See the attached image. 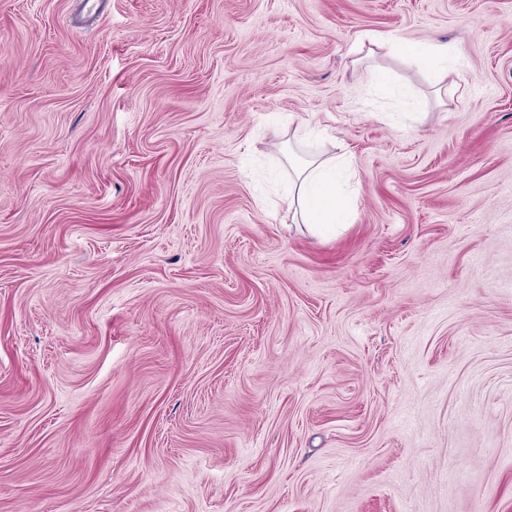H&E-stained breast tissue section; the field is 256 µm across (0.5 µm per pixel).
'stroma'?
<instances>
[{
  "mask_svg": "<svg viewBox=\"0 0 512 512\" xmlns=\"http://www.w3.org/2000/svg\"><path fill=\"white\" fill-rule=\"evenodd\" d=\"M83 3L0 0V512H512V0ZM368 39L370 44L374 47L378 49L388 48L393 53L404 58H426L434 69L446 67L448 57L452 56L455 52V50H451L448 48V45L445 44H417L383 34H371L368 36ZM292 174L288 175V209L298 212L307 231L315 236L334 231L337 209L336 174L344 175L347 181L356 176L349 158L345 154L321 156L308 159L288 158Z\"/></svg>",
  "mask_w": 512,
  "mask_h": 512,
  "instance_id": "1",
  "label": "stroma"
}]
</instances>
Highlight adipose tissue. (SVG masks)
Wrapping results in <instances>:
<instances>
[{
	"mask_svg": "<svg viewBox=\"0 0 512 512\" xmlns=\"http://www.w3.org/2000/svg\"><path fill=\"white\" fill-rule=\"evenodd\" d=\"M369 42L374 47L389 49L408 59L426 58L431 67L447 66L452 51L444 44H417L388 35L373 34ZM288 205L298 212L307 231L315 236L335 228L337 209L336 177L353 179L356 171L346 155H316L308 159H289Z\"/></svg>",
	"mask_w": 512,
	"mask_h": 512,
	"instance_id": "1",
	"label": "adipose tissue"
}]
</instances>
